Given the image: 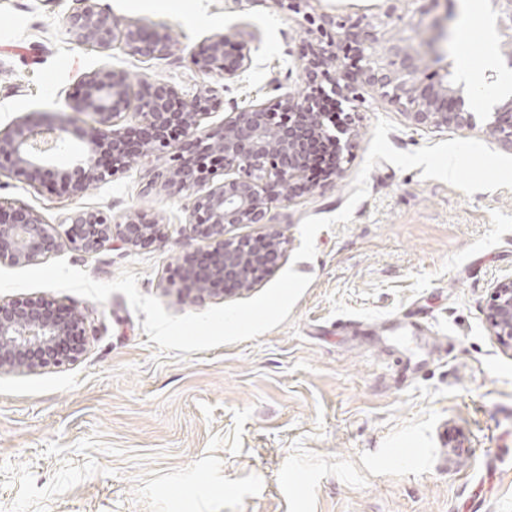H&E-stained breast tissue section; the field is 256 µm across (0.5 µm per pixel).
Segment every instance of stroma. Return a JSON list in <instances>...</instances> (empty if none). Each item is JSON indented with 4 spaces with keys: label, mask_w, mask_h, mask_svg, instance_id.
Instances as JSON below:
<instances>
[{
    "label": "stroma",
    "mask_w": 512,
    "mask_h": 512,
    "mask_svg": "<svg viewBox=\"0 0 512 512\" xmlns=\"http://www.w3.org/2000/svg\"><path fill=\"white\" fill-rule=\"evenodd\" d=\"M120 23L170 36L174 56L137 58L122 44L99 50L71 41L65 18L76 0H0V129L29 115L68 112L91 72L124 70L131 84L161 81L190 95L218 88L203 127L231 109L266 102L278 78L305 89L301 49L316 37L307 16L377 24L383 0H308L303 12L276 0H99ZM465 0L419 15L398 0L399 36L424 47L434 18L446 17L437 82L460 75L461 53L478 55L480 34ZM231 33L250 54L242 80L201 74L193 57L207 37ZM352 119L357 135L340 177L293 202L273 205L269 225L237 224L233 239L281 233L279 270L312 281L288 319L256 338L189 353L161 352L144 332L145 313L115 292L102 303L47 290L76 309L89 330L78 361L41 372L0 374V512H512V350L486 320L497 281L512 277V190L466 196L421 168L380 162L350 223L315 237L313 259L294 261L300 225L344 207L378 119L394 123L391 145L410 152L477 130L412 125L363 86ZM168 159L132 165L80 196L0 176V200L21 203L49 224L75 210L101 209L113 223L144 214L164 237L130 248L58 255L99 282L123 270L142 294L173 315L224 304H183L178 263L205 249L186 226L189 194L150 187ZM392 448L416 457L388 462Z\"/></svg>",
    "instance_id": "35a3bbf8"
}]
</instances>
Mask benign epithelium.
I'll list each match as a JSON object with an SVG mask.
<instances>
[{"label":"benign epithelium","instance_id":"benign-epithelium-1","mask_svg":"<svg viewBox=\"0 0 512 512\" xmlns=\"http://www.w3.org/2000/svg\"><path fill=\"white\" fill-rule=\"evenodd\" d=\"M80 2L66 18V32L74 42L106 50L119 39L129 55L139 58L173 53L171 40L151 38L137 27H120L97 0ZM384 2L388 6L380 20L382 32L371 25L344 29L330 16L318 21L305 16L320 35L303 69L306 82L316 87L328 81L337 94L361 102L348 81L351 61L361 83L380 90L411 124L475 129L478 115L469 110L463 86L449 79L438 84L425 79L424 57L408 39L392 33L395 6ZM490 2L507 31L501 56L512 67V0ZM228 42L226 34L213 35L194 56L198 70L229 82L241 78L252 59L240 49H227ZM265 90L276 97L242 109L232 102L231 116L222 125L204 129L202 119L218 102L212 87L202 86L185 100L176 87L162 82L143 81L134 90L125 71L102 67L84 78L70 102L72 111L92 117L73 165H52V151L65 145L73 118H20L0 129V172L20 173L32 186L51 183L82 195L139 160L169 155V166L157 174L160 187L170 196L194 192L187 225L194 238L208 244L207 250L182 257V298L196 301L240 293L279 265L280 235L271 230L235 240L226 237L227 226L267 224L273 203H290L309 193L312 162L326 146L341 153L340 136L349 131L335 123L336 133L329 132L331 113L324 109V96L296 95L278 80ZM131 110L137 121L122 125ZM482 132L512 148V101L491 113ZM159 233L156 220L143 214L114 224L101 210H80L56 227L24 205H0V262H40L56 252L63 239L76 251L96 252L114 238L136 248L155 241ZM487 321L497 341L512 349V277L494 286ZM85 336L84 316L74 310L54 307L39 297L0 300V373L65 366L82 355Z\"/></svg>","mask_w":512,"mask_h":512}]
</instances>
